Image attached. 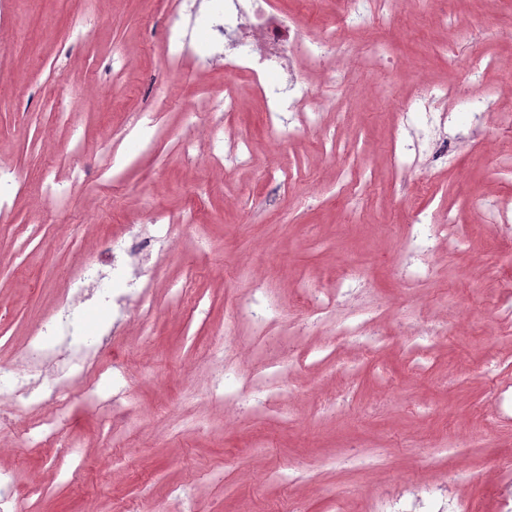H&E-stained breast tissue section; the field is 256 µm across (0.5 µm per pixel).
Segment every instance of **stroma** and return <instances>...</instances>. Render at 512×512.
<instances>
[{
	"instance_id": "stroma-1",
	"label": "stroma",
	"mask_w": 512,
	"mask_h": 512,
	"mask_svg": "<svg viewBox=\"0 0 512 512\" xmlns=\"http://www.w3.org/2000/svg\"><path fill=\"white\" fill-rule=\"evenodd\" d=\"M301 14L314 34L335 22L337 0H273ZM166 0H0V171L17 183L0 207V367L41 321L53 317L79 267L101 257L104 239L158 225L169 247L154 260V313L141 334L129 313L89 300L82 332L103 344L100 391L120 384L128 413L113 429L109 412L72 385L66 453L39 448L25 432L40 415L11 412L0 423V467L13 469L27 512H426L423 488L451 507L480 499L501 512L512 482L500 465L512 454V410L498 413L493 391L512 401V334L498 330L512 307L498 304L512 279V232L482 221L483 204L512 208V174L498 135L512 98L499 92L507 72L473 73L474 47L512 61V5L454 0L447 24L434 0H413L389 15L372 6L361 28L392 62L358 72L351 89L309 69L314 92L348 98L343 112L321 113L296 130L269 124L252 81L235 77L240 111L201 122L224 91V65L166 59ZM79 18L96 20L95 40H78ZM447 44L449 67L436 50ZM123 63L113 79L112 60ZM433 94L461 87L489 102L482 117L466 106L449 114L450 135L481 121L484 142L447 163H413L396 180L391 149L402 135H426L420 112L404 113L420 85ZM73 95L59 97L60 88ZM193 140L192 156L180 145ZM249 145L253 162L229 158ZM62 192L45 196L46 175ZM430 179L432 191L411 186ZM447 209L471 226L469 251H439L427 288L409 290L398 271L406 225ZM195 211L196 223L180 218ZM370 274L387 303L392 336L371 357L348 347L328 354L323 340L341 320L361 321L369 295L338 307L301 340L277 411L257 395L225 421L210 395L212 349L225 322L265 288L279 320H306L302 287L329 288L348 266ZM422 317L444 329L423 353L403 321ZM246 353L233 360L250 374L279 359L235 330Z\"/></svg>"
}]
</instances>
